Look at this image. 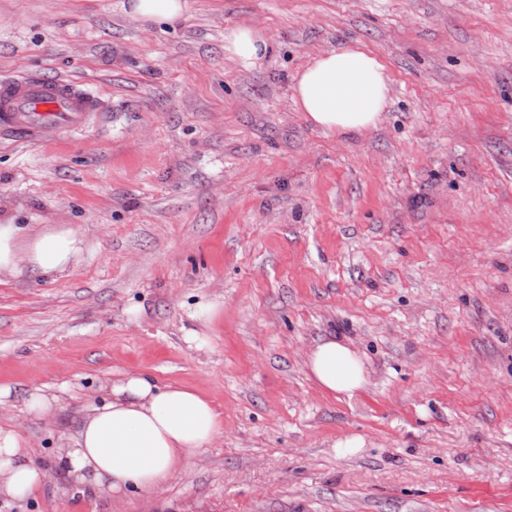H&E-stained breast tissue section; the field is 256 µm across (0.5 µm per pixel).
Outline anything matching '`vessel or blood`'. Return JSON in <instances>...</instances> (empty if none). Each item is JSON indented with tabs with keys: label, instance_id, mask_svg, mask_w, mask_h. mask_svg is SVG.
Returning a JSON list of instances; mask_svg holds the SVG:
<instances>
[{
	"label": "vessel or blood",
	"instance_id": "b4317fda",
	"mask_svg": "<svg viewBox=\"0 0 512 512\" xmlns=\"http://www.w3.org/2000/svg\"><path fill=\"white\" fill-rule=\"evenodd\" d=\"M103 116L102 99L75 82L39 72L0 79V139L64 140Z\"/></svg>",
	"mask_w": 512,
	"mask_h": 512
}]
</instances>
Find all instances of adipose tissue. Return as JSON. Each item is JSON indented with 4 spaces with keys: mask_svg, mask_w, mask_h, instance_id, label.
<instances>
[{
    "mask_svg": "<svg viewBox=\"0 0 512 512\" xmlns=\"http://www.w3.org/2000/svg\"><path fill=\"white\" fill-rule=\"evenodd\" d=\"M270 49L255 27L239 25L224 33L225 54L243 68H253ZM389 81L376 55L345 45L320 53L297 72L293 99L316 128L338 136L360 134L380 121ZM82 249V238L69 226L37 231L28 224H0V278L64 273ZM308 368L319 387L333 395L353 397L365 384L359 355L333 337L313 347ZM222 432L220 412L202 393L160 382L146 369L126 372L108 384L101 403L82 411L49 465L31 459L30 440L21 430L0 423V497H24L59 474L97 496L152 492Z\"/></svg>",
    "mask_w": 512,
    "mask_h": 512,
    "instance_id": "ef3b65f1",
    "label": "adipose tissue"
}]
</instances>
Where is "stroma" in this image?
Wrapping results in <instances>:
<instances>
[{"label":"stroma","instance_id":"35a3bbf8","mask_svg":"<svg viewBox=\"0 0 512 512\" xmlns=\"http://www.w3.org/2000/svg\"><path fill=\"white\" fill-rule=\"evenodd\" d=\"M128 2L0 0V78L37 69L110 110L61 145L0 141V222L84 240L73 270L0 282V384L61 398L0 422L49 461L147 368L224 432L158 491L49 484L0 512H512V0H189L173 25ZM237 25L272 45L249 70L224 53ZM355 42L389 101L340 138L293 77ZM327 336L363 357L353 397L309 372ZM60 407V397L44 386L31 389L23 403V411L37 419L53 417Z\"/></svg>","mask_w":512,"mask_h":512}]
</instances>
